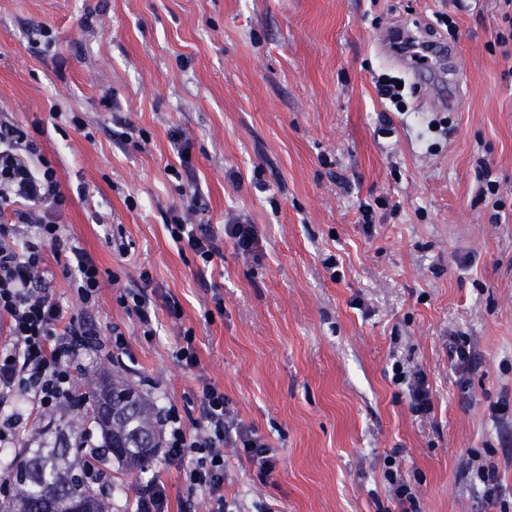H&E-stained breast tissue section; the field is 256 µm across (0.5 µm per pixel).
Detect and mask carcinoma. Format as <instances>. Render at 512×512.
Listing matches in <instances>:
<instances>
[{"mask_svg": "<svg viewBox=\"0 0 512 512\" xmlns=\"http://www.w3.org/2000/svg\"><path fill=\"white\" fill-rule=\"evenodd\" d=\"M72 416L59 429L49 448H25L13 465L14 494L0 503V512H40L45 503L55 504V512H70L73 503L85 504L89 512H105L93 488L87 486L79 465L84 460L83 445L71 443L69 433L93 422L101 431L104 445L96 460L109 458L127 467L144 466L159 447L154 407L131 388L112 387L92 395H76L70 403Z\"/></svg>", "mask_w": 512, "mask_h": 512, "instance_id": "cac0c4a2", "label": "carcinoma"}]
</instances>
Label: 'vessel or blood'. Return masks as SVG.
Listing matches in <instances>:
<instances>
[{"label":"vessel or blood","instance_id":"vessel-or-blood-1","mask_svg":"<svg viewBox=\"0 0 512 512\" xmlns=\"http://www.w3.org/2000/svg\"><path fill=\"white\" fill-rule=\"evenodd\" d=\"M381 44L389 57L419 79L425 77L435 63L456 54L455 47L418 36L416 30L405 24L384 31Z\"/></svg>","mask_w":512,"mask_h":512}]
</instances>
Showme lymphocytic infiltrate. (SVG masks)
<instances>
[{
    "label": "lymphocytic infiltrate",
    "mask_w": 512,
    "mask_h": 512,
    "mask_svg": "<svg viewBox=\"0 0 512 512\" xmlns=\"http://www.w3.org/2000/svg\"><path fill=\"white\" fill-rule=\"evenodd\" d=\"M69 204L60 178L26 126L0 116V321L7 336L0 342V447L19 435L21 417L11 411L13 397L50 413L73 398L74 370L99 352L116 356L126 345L120 328L101 339L97 328L70 314L43 285L46 250L66 254L74 294L83 307L97 305L102 273L73 237H64L59 218ZM181 249L202 263L218 254L211 225L190 224L173 216L167 226ZM197 398L202 425L186 428L174 407L161 408L157 426L164 457L182 469L190 485L208 495L209 512H235L224 497V445L233 441L240 460L271 471L273 453L253 431L236 427L224 392L203 381Z\"/></svg>",
    "instance_id": "lymphocytic-infiltrate-1"
}]
</instances>
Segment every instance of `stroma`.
<instances>
[{
	"label": "stroma",
	"instance_id": "stroma-1",
	"mask_svg": "<svg viewBox=\"0 0 512 512\" xmlns=\"http://www.w3.org/2000/svg\"><path fill=\"white\" fill-rule=\"evenodd\" d=\"M501 8L0 0V113L39 137L70 198L66 234L108 273L88 309L64 262L48 257L45 282L102 337H126L121 360H84L77 381L128 382L189 424L201 381L217 384L276 453L264 474L225 449L224 494L241 512H500L474 456L495 466L512 512V40L499 39ZM399 18L456 45L459 107L427 103L379 50L378 31ZM384 78L402 81L404 111L381 99ZM116 116L132 141L113 136ZM176 129L191 144L184 182L169 173ZM482 161L496 194L480 193ZM175 211L219 232L210 266L171 239ZM240 219L258 234L247 255L222 234ZM144 270L160 301L150 339L119 301ZM188 331L193 368L175 356ZM457 336L471 342L466 371ZM416 370L433 415L414 413L395 379ZM395 469L414 504L392 499ZM150 473L170 512H208L163 454Z\"/></svg>",
	"mask_w": 512,
	"mask_h": 512
}]
</instances>
